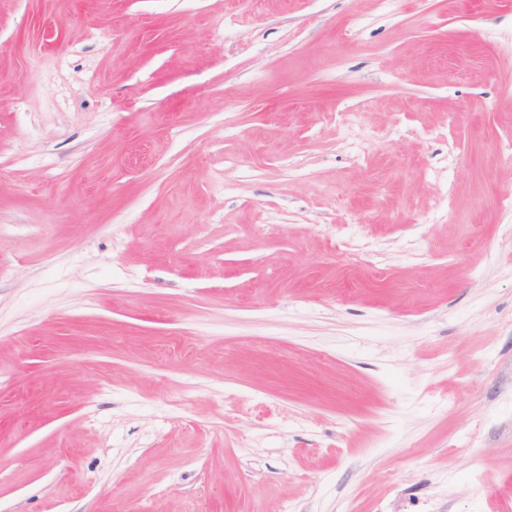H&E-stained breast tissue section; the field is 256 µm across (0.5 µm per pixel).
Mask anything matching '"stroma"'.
<instances>
[{
  "mask_svg": "<svg viewBox=\"0 0 512 512\" xmlns=\"http://www.w3.org/2000/svg\"><path fill=\"white\" fill-rule=\"evenodd\" d=\"M509 196L512 0H0V512H512Z\"/></svg>",
  "mask_w": 512,
  "mask_h": 512,
  "instance_id": "stroma-1",
  "label": "stroma"
}]
</instances>
